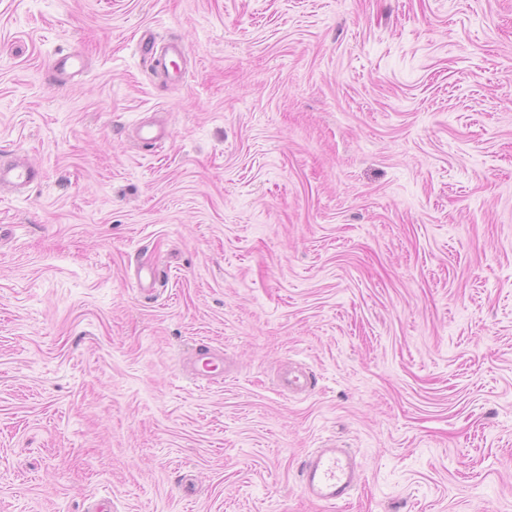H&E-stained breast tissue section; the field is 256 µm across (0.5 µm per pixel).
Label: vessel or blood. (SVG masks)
<instances>
[{
  "label": "vessel or blood",
  "mask_w": 512,
  "mask_h": 512,
  "mask_svg": "<svg viewBox=\"0 0 512 512\" xmlns=\"http://www.w3.org/2000/svg\"><path fill=\"white\" fill-rule=\"evenodd\" d=\"M43 174L28 159L0 162V189L15 190L41 182ZM192 378L197 382L216 383L224 378V356L215 349L197 352ZM360 481L355 459L333 445L316 449L302 469V490L313 501L335 505L347 501Z\"/></svg>",
  "instance_id": "1"
}]
</instances>
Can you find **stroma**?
Listing matches in <instances>:
<instances>
[{
  "mask_svg": "<svg viewBox=\"0 0 512 512\" xmlns=\"http://www.w3.org/2000/svg\"><path fill=\"white\" fill-rule=\"evenodd\" d=\"M11 153L0 512H512V0H0ZM42 179V171L28 159L15 158L0 162L1 190H16L31 184H38ZM192 380L216 383L224 379V356L216 349L206 348L196 353L193 359ZM360 481L355 459L342 448H317L302 469V490L313 501L327 505L346 502Z\"/></svg>",
  "mask_w": 512,
  "mask_h": 512,
  "instance_id": "35a3bbf8",
  "label": "stroma"
}]
</instances>
